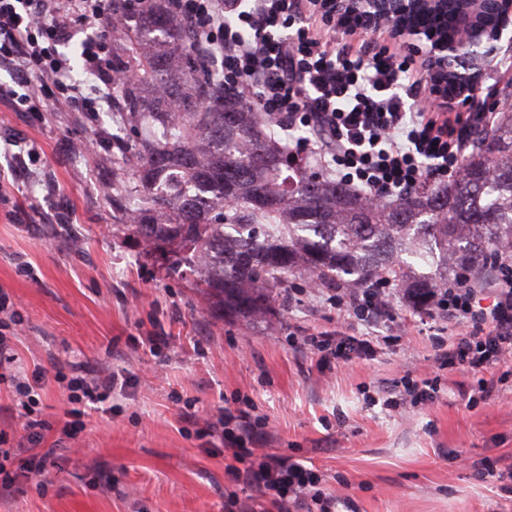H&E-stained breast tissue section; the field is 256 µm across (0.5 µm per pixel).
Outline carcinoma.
<instances>
[{
	"label": "carcinoma",
	"instance_id": "1",
	"mask_svg": "<svg viewBox=\"0 0 512 512\" xmlns=\"http://www.w3.org/2000/svg\"><path fill=\"white\" fill-rule=\"evenodd\" d=\"M112 0L126 28L112 68V209L172 271L197 272L209 307L268 319L288 277L323 288L399 286L412 309L512 252V108L471 133L461 174L373 205L288 149V139L224 88L170 0Z\"/></svg>",
	"mask_w": 512,
	"mask_h": 512
}]
</instances>
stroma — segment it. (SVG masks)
<instances>
[{
    "label": "stroma",
    "mask_w": 512,
    "mask_h": 512,
    "mask_svg": "<svg viewBox=\"0 0 512 512\" xmlns=\"http://www.w3.org/2000/svg\"><path fill=\"white\" fill-rule=\"evenodd\" d=\"M111 127L107 111L94 123L0 105V169L35 154L0 180V290L20 305L21 369L49 375L42 414L66 409L56 371L129 377L111 417L91 413L39 479L0 489V512H224L231 457L206 449L183 402L212 420L237 398L266 415L265 452L327 476L337 512H512V490L473 469L512 464L511 387L469 406L475 377L438 370L434 336L399 299L394 319L369 324L293 278L271 320L216 318L194 276L167 273L135 233L115 229L112 197L99 189L112 180V143L100 135ZM22 262L32 275L19 273ZM400 329L403 340L389 342ZM321 331L376 338L377 356L318 368V354L292 339ZM406 375L440 376L437 399L386 410L379 397Z\"/></svg>",
    "instance_id": "stroma-1"
}]
</instances>
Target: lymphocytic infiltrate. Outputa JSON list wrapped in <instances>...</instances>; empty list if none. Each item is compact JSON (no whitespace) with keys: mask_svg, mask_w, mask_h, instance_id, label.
I'll return each mask as SVG.
<instances>
[{"mask_svg":"<svg viewBox=\"0 0 512 512\" xmlns=\"http://www.w3.org/2000/svg\"><path fill=\"white\" fill-rule=\"evenodd\" d=\"M208 59L219 65L224 85L257 100L269 123L289 132L292 151L308 155L339 181L367 191L375 200L397 199L460 166L467 122L461 105L482 98L480 117L493 122L492 91L471 85L454 96L441 93L433 62L421 48L404 44L391 25L338 9L336 0H171ZM119 31L112 0H0V102L15 112L58 108L96 120L111 103L112 38ZM81 37L80 68L65 49ZM101 83L105 93L92 97L84 80ZM305 130L302 138L294 130ZM490 288V306L480 304L482 289L467 280L432 298L433 310L464 337L440 349V368L464 369L478 376L477 395L486 399L505 376L498 370L512 360V253L499 257ZM386 288L323 291L322 303L352 312L360 320L390 315ZM22 318L0 291V382L9 383L22 410L23 438L42 447L40 457L21 449L0 448V488L15 485L19 473L43 471L54 455L44 448L49 434L75 439L89 410L127 378L109 372L68 379L67 404L59 421L43 418L40 392L46 374H19L12 337ZM439 378H402L384 401L397 410L434 401ZM265 418L245 410H224L204 422L200 436L221 438L231 446L228 480L249 488L247 497L230 493L224 512H336V495L326 492L324 474L292 457L259 453Z\"/></svg>","mask_w":512,"mask_h":512,"instance_id":"f902f5d3","label":"lymphocytic infiltrate"}]
</instances>
